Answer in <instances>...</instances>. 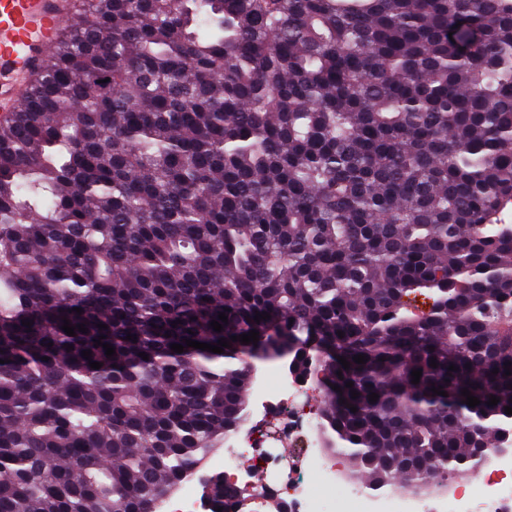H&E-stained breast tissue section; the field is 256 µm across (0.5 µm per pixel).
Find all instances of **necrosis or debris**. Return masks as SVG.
Masks as SVG:
<instances>
[{
	"label": "necrosis or debris",
	"instance_id": "necrosis-or-debris-1",
	"mask_svg": "<svg viewBox=\"0 0 512 512\" xmlns=\"http://www.w3.org/2000/svg\"><path fill=\"white\" fill-rule=\"evenodd\" d=\"M302 383L280 382L265 389L262 419L243 428L224 442V454L216 467L227 483L259 496L263 490L253 478L276 477L285 463L275 446L292 447L298 475L280 488L289 512H512V454H499L484 471L480 488L453 485L448 496H374L352 491L342 503L318 492L317 483L334 484L339 471L337 459L324 455L320 424L314 412L301 401Z\"/></svg>",
	"mask_w": 512,
	"mask_h": 512
}]
</instances>
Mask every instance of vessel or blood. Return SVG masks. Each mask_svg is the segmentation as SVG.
<instances>
[{
	"instance_id": "vessel-or-blood-1",
	"label": "vessel or blood",
	"mask_w": 512,
	"mask_h": 512,
	"mask_svg": "<svg viewBox=\"0 0 512 512\" xmlns=\"http://www.w3.org/2000/svg\"><path fill=\"white\" fill-rule=\"evenodd\" d=\"M80 5L81 0H0V73L30 78Z\"/></svg>"
}]
</instances>
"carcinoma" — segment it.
I'll use <instances>...</instances> for the list:
<instances>
[{
	"label": "carcinoma",
	"instance_id": "1",
	"mask_svg": "<svg viewBox=\"0 0 512 512\" xmlns=\"http://www.w3.org/2000/svg\"><path fill=\"white\" fill-rule=\"evenodd\" d=\"M511 204L512 0H83L0 119V512H155L284 358L366 488L474 475Z\"/></svg>",
	"mask_w": 512,
	"mask_h": 512
}]
</instances>
